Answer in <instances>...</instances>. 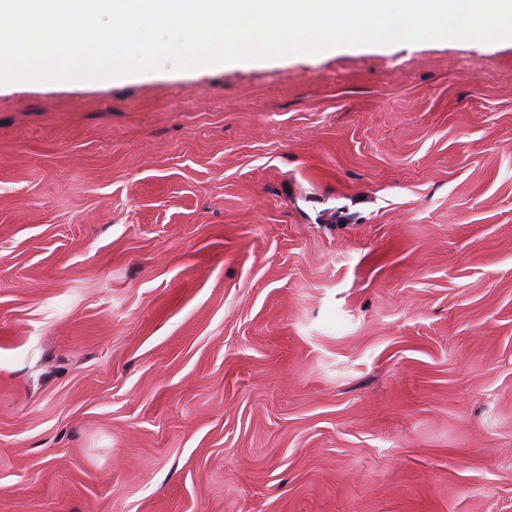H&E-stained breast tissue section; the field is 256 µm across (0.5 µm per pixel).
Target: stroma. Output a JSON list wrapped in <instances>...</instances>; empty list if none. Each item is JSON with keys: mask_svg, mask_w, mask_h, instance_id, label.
<instances>
[{"mask_svg": "<svg viewBox=\"0 0 512 512\" xmlns=\"http://www.w3.org/2000/svg\"><path fill=\"white\" fill-rule=\"evenodd\" d=\"M0 512H512V39L0 84Z\"/></svg>", "mask_w": 512, "mask_h": 512, "instance_id": "stroma-1", "label": "stroma"}]
</instances>
